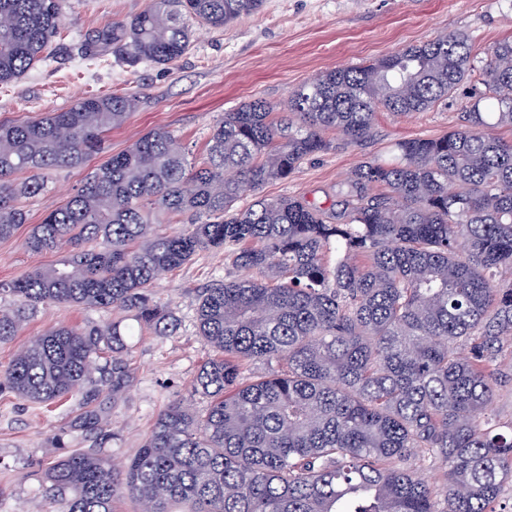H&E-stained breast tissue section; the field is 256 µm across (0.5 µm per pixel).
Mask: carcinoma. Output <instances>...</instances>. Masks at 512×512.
Wrapping results in <instances>:
<instances>
[{
  "label": "carcinoma",
  "instance_id": "cac0c4a2",
  "mask_svg": "<svg viewBox=\"0 0 512 512\" xmlns=\"http://www.w3.org/2000/svg\"><path fill=\"white\" fill-rule=\"evenodd\" d=\"M263 0H147L90 40L121 64L168 65L193 24L223 28ZM63 0H0V85L50 57ZM456 128L395 144L388 163L360 162L336 207L242 192L286 180L306 159L372 134L377 113L422 112L474 74ZM132 94L92 96L31 121L0 120V240L27 222L23 200L45 176L78 168L122 125ZM512 38L474 52L469 35H440L369 63L329 70L285 104L254 100L224 113L203 157L154 130L109 156L65 204L32 227L33 252L71 246L61 261L0 288V342L42 303L118 309L132 325L60 326L32 337L0 370V390L35 403L103 392L118 400L126 363L97 367L104 350L150 329L173 331L150 296L164 273L222 249L247 278L196 298V327L212 354L196 377L211 398L198 418L161 410L136 455L116 466L97 448L53 464L43 481L54 512H496L512 482V423L490 426L500 360L512 336ZM27 174L18 181L15 175ZM189 218L163 232L166 216ZM342 252L334 265L325 254ZM365 258L357 264L354 258ZM267 372L244 380L247 363ZM75 426L109 437L98 411ZM424 451L446 466L442 491L400 466Z\"/></svg>",
  "mask_w": 512,
  "mask_h": 512
}]
</instances>
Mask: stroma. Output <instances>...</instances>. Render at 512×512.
Here are the masks:
<instances>
[{"instance_id": "obj_1", "label": "stroma", "mask_w": 512, "mask_h": 512, "mask_svg": "<svg viewBox=\"0 0 512 512\" xmlns=\"http://www.w3.org/2000/svg\"><path fill=\"white\" fill-rule=\"evenodd\" d=\"M147 0H66L64 30L53 41V58L9 85H0V118L33 120L69 108L79 99L134 93L138 105L106 137L103 153L80 168L53 172L46 190L27 199L29 222L0 240V283L55 263L68 246L31 252V225L62 205L105 156L127 149L142 135L163 128L184 144L189 159L202 157L212 126L225 112L254 99L284 103L289 93L323 72L390 55L450 32L468 33L476 48L512 37V0H264L261 10L222 29L197 27L186 53L168 65L128 67L111 54L90 63L84 44L105 25L131 18ZM470 100L461 88L448 103L406 117L379 113L373 134L308 160L284 181L262 188L269 197L296 196L323 208L336 202V186L362 161H387L399 140L436 137L457 125ZM224 252L203 250L182 267L163 274L152 287L156 302L177 321L173 335L151 332L127 339L121 353L129 381L122 398H99L111 432L101 447L112 461L130 460L152 430L157 414L178 402L195 414L209 404L195 378L210 347L196 328V295L215 279H236ZM123 311L43 304L30 312L18 336L0 342V367L29 339L54 327L105 326ZM83 411L80 397L49 408L0 393V512H49L42 477L64 452L93 447L74 423Z\"/></svg>"}]
</instances>
